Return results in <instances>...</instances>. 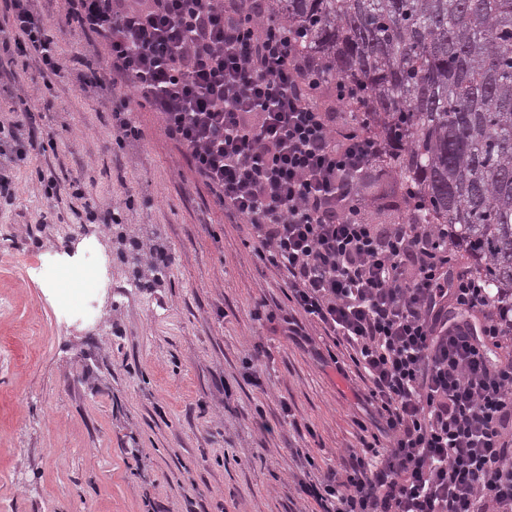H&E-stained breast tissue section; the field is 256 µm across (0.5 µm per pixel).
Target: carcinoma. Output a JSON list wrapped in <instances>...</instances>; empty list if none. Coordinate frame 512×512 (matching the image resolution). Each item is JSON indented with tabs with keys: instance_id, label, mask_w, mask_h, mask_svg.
I'll list each match as a JSON object with an SVG mask.
<instances>
[{
	"instance_id": "cac0c4a2",
	"label": "carcinoma",
	"mask_w": 512,
	"mask_h": 512,
	"mask_svg": "<svg viewBox=\"0 0 512 512\" xmlns=\"http://www.w3.org/2000/svg\"><path fill=\"white\" fill-rule=\"evenodd\" d=\"M300 52L341 82L346 123L389 144L383 175L410 190L401 222L446 224L492 294L512 304V0H272ZM119 254L136 285L161 273L145 245Z\"/></svg>"
}]
</instances>
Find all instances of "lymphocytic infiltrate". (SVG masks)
I'll return each instance as SVG.
<instances>
[{
    "label": "lymphocytic infiltrate",
    "instance_id": "1",
    "mask_svg": "<svg viewBox=\"0 0 512 512\" xmlns=\"http://www.w3.org/2000/svg\"><path fill=\"white\" fill-rule=\"evenodd\" d=\"M0 57L34 55L61 78L51 26L104 42L91 69L112 92L118 142L149 106L167 136L280 272L292 336L321 329L364 384L371 429L342 470L300 478L318 512H512V307L464 267L440 224H374L358 183L381 164L370 121L313 99L316 62L268 0H0ZM30 107L0 124V193L25 161ZM460 317L452 321L449 310Z\"/></svg>",
    "mask_w": 512,
    "mask_h": 512
}]
</instances>
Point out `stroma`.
Wrapping results in <instances>:
<instances>
[{"label": "stroma", "mask_w": 512, "mask_h": 512, "mask_svg": "<svg viewBox=\"0 0 512 512\" xmlns=\"http://www.w3.org/2000/svg\"><path fill=\"white\" fill-rule=\"evenodd\" d=\"M63 76L45 89L32 58L0 64V121L27 104L53 145L13 170L0 205V506L6 512H312L295 481L300 448L340 467L366 413L356 384L317 358L327 339L296 341L269 312L287 308L275 271L255 256L209 189L141 107L142 139L119 144L108 89L80 85L73 57L104 62L98 41L57 32ZM80 179L86 196L44 197L41 176ZM169 260L155 288L113 262L114 288L92 326L57 321L79 306L88 271L31 269L82 227L111 254L107 212ZM259 358L262 387L248 378ZM290 405L297 420L282 419ZM264 414L271 431L255 422Z\"/></svg>", "instance_id": "1"}]
</instances>
